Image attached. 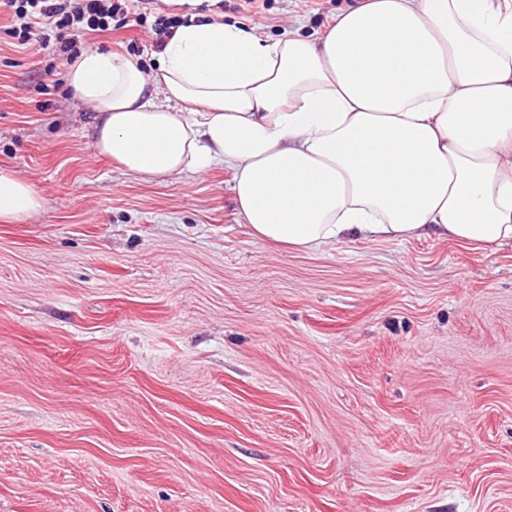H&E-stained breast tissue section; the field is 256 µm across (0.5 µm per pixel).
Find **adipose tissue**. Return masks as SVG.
Here are the masks:
<instances>
[{"label": "adipose tissue", "instance_id": "ef3b65f1", "mask_svg": "<svg viewBox=\"0 0 512 512\" xmlns=\"http://www.w3.org/2000/svg\"><path fill=\"white\" fill-rule=\"evenodd\" d=\"M65 80L94 153L145 181L228 169L254 238L512 245V0H356L314 39L192 19L152 72L95 48ZM41 209L0 168V222Z\"/></svg>", "mask_w": 512, "mask_h": 512}]
</instances>
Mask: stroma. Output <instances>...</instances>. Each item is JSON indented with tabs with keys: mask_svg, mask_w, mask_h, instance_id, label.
<instances>
[{
	"mask_svg": "<svg viewBox=\"0 0 512 512\" xmlns=\"http://www.w3.org/2000/svg\"><path fill=\"white\" fill-rule=\"evenodd\" d=\"M350 0L225 21L320 31ZM0 15V512H512V245L253 239L231 174L162 183ZM155 67L150 26L82 36ZM41 209L42 198L34 187L16 172L0 168V222H21Z\"/></svg>",
	"mask_w": 512,
	"mask_h": 512,
	"instance_id": "35a3bbf8",
	"label": "stroma"
}]
</instances>
